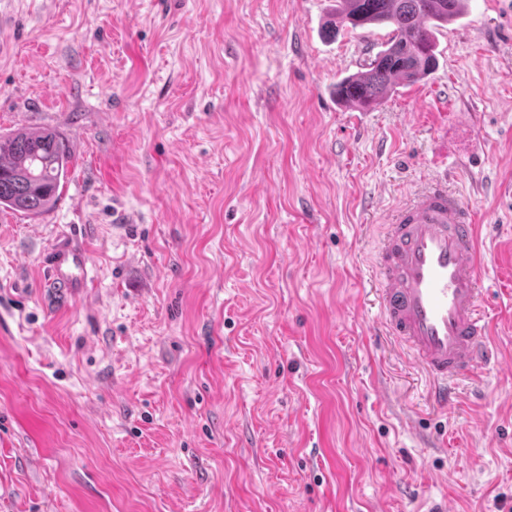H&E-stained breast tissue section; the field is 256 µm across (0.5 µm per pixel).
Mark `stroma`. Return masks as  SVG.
<instances>
[{"mask_svg":"<svg viewBox=\"0 0 512 512\" xmlns=\"http://www.w3.org/2000/svg\"><path fill=\"white\" fill-rule=\"evenodd\" d=\"M335 6L0 0V135L73 153L50 211L0 210V512H512V0H464L370 110L334 88L389 29ZM441 178L499 356L448 412L358 280ZM71 235L76 301L41 266Z\"/></svg>","mask_w":512,"mask_h":512,"instance_id":"1","label":"stroma"}]
</instances>
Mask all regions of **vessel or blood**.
I'll list each match as a JSON object with an SVG mask.
<instances>
[{
  "mask_svg": "<svg viewBox=\"0 0 512 512\" xmlns=\"http://www.w3.org/2000/svg\"><path fill=\"white\" fill-rule=\"evenodd\" d=\"M481 231L463 200L435 181L387 216L374 256L379 331L405 347L443 410L454 406L463 379L495 362L481 313ZM43 266L55 289L84 296L91 270L86 247L57 245Z\"/></svg>",
  "mask_w": 512,
  "mask_h": 512,
  "instance_id": "obj_1",
  "label": "vessel or blood"
}]
</instances>
